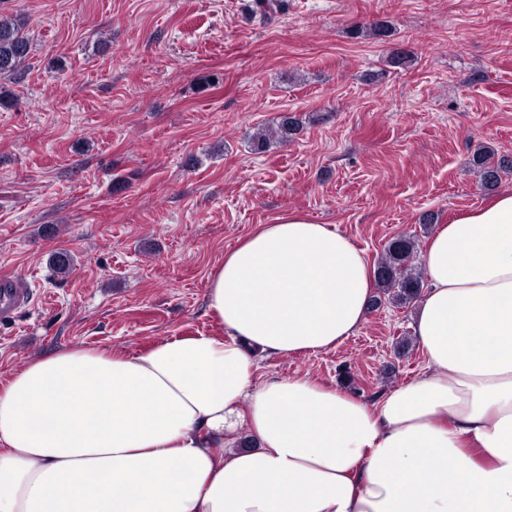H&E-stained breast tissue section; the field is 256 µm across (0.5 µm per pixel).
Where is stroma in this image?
I'll return each instance as SVG.
<instances>
[{
    "label": "stroma",
    "instance_id": "obj_1",
    "mask_svg": "<svg viewBox=\"0 0 512 512\" xmlns=\"http://www.w3.org/2000/svg\"><path fill=\"white\" fill-rule=\"evenodd\" d=\"M0 0L26 67L0 79V276L28 307L0 322V376L73 347L129 352L214 332L209 278L261 225L297 211L375 264L395 235L491 199L470 159L512 157V0ZM392 25L387 41L356 26ZM408 50L407 66L390 64ZM288 141L254 151L283 114ZM68 251L69 275L53 255ZM418 302L384 301L334 348L270 354L367 402L426 364ZM300 127V121L290 114L283 115L280 122L274 128L259 129L252 139V147L254 151H263L266 149L271 138L277 137L280 140H286L291 137Z\"/></svg>",
    "mask_w": 512,
    "mask_h": 512
}]
</instances>
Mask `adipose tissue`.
<instances>
[{
	"label": "adipose tissue",
	"instance_id": "ef3b65f1",
	"mask_svg": "<svg viewBox=\"0 0 512 512\" xmlns=\"http://www.w3.org/2000/svg\"><path fill=\"white\" fill-rule=\"evenodd\" d=\"M424 264L415 378L371 403L261 383L264 356L354 335L373 281L329 225H261L210 277L218 332L0 379V512H512V192L439 225Z\"/></svg>",
	"mask_w": 512,
	"mask_h": 512
}]
</instances>
